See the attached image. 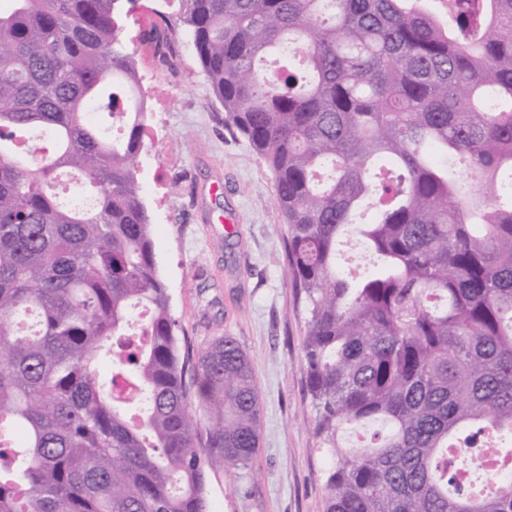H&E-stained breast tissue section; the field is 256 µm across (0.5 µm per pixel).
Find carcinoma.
Listing matches in <instances>:
<instances>
[{
    "instance_id": "carcinoma-1",
    "label": "carcinoma",
    "mask_w": 512,
    "mask_h": 512,
    "mask_svg": "<svg viewBox=\"0 0 512 512\" xmlns=\"http://www.w3.org/2000/svg\"><path fill=\"white\" fill-rule=\"evenodd\" d=\"M133 0L0 12V512H207L262 404L232 336L196 362L207 461L141 197ZM224 128L266 163L305 311L323 512H512V0H176ZM174 48L176 30L144 34ZM281 62L274 72L270 59ZM81 181L61 198L58 177ZM373 262L346 271L341 245ZM498 447L496 443L489 441L485 443L483 448H473L472 450L476 464L492 477H497L503 472L501 468H503L504 461L497 449Z\"/></svg>"
}]
</instances>
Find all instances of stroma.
I'll list each match as a JSON object with an SVG mask.
<instances>
[{"label": "stroma", "instance_id": "stroma-1", "mask_svg": "<svg viewBox=\"0 0 512 512\" xmlns=\"http://www.w3.org/2000/svg\"><path fill=\"white\" fill-rule=\"evenodd\" d=\"M153 0H136L121 36L149 77L145 143L164 147L140 169L159 271L178 323L186 382L198 351L230 335L249 353L263 408L249 471L206 475L208 512H322L330 457L313 431L303 367L304 313L289 278L286 226L266 164L224 127L191 45L161 64L138 34Z\"/></svg>", "mask_w": 512, "mask_h": 512}]
</instances>
